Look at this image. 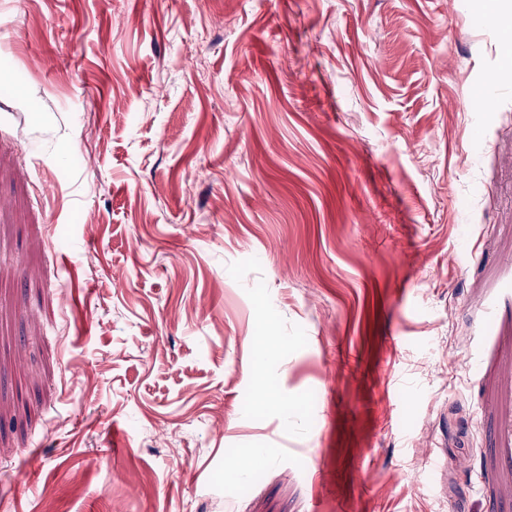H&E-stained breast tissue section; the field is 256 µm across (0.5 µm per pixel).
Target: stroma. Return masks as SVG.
Wrapping results in <instances>:
<instances>
[{"label": "stroma", "instance_id": "obj_1", "mask_svg": "<svg viewBox=\"0 0 512 512\" xmlns=\"http://www.w3.org/2000/svg\"><path fill=\"white\" fill-rule=\"evenodd\" d=\"M490 8L0 0V512L512 508Z\"/></svg>", "mask_w": 512, "mask_h": 512}]
</instances>
